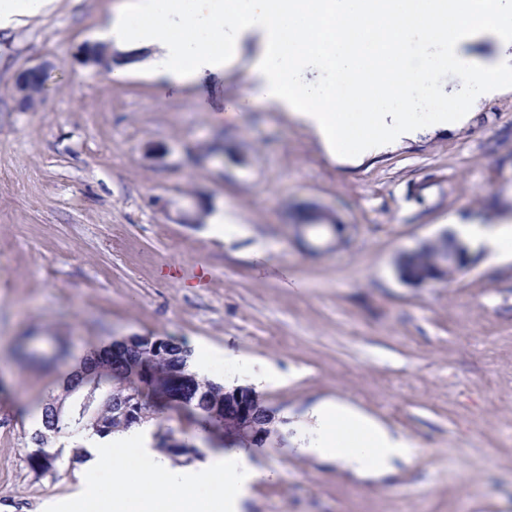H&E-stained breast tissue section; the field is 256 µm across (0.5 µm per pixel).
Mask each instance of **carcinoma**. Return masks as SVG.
<instances>
[{"label":"carcinoma","mask_w":512,"mask_h":512,"mask_svg":"<svg viewBox=\"0 0 512 512\" xmlns=\"http://www.w3.org/2000/svg\"><path fill=\"white\" fill-rule=\"evenodd\" d=\"M459 249L460 244L450 236L403 255L399 269L409 276L430 274L437 258H453ZM190 357L191 351L184 345L150 337L131 348L118 341L91 353L63 383V392L97 382L101 386L100 396L95 398L93 408L98 419L80 416L69 422L61 421L56 400L49 399L42 408L43 429L32 436L37 450L29 456L31 468L35 471L51 468L54 456L46 447L52 437L86 431L106 437L143 423L157 424L159 417L173 408L186 411L188 420L206 431L224 426L223 419L213 417L211 411L224 404V397L232 388L192 371ZM130 391L139 392L142 403L137 409H129L131 418L114 419L116 408L129 402Z\"/></svg>","instance_id":"1"}]
</instances>
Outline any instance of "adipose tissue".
<instances>
[{
  "instance_id": "1",
  "label": "adipose tissue",
  "mask_w": 512,
  "mask_h": 512,
  "mask_svg": "<svg viewBox=\"0 0 512 512\" xmlns=\"http://www.w3.org/2000/svg\"><path fill=\"white\" fill-rule=\"evenodd\" d=\"M504 0H123L97 31L118 58L110 78L148 69L171 84L197 82L246 62L242 110L260 101L306 127L332 156H374L391 143L467 123L469 99L512 87V7ZM440 43L464 73L441 111L417 118L415 92L441 90L430 62L404 66L411 38ZM320 62L346 86L312 85L301 73ZM375 83H367V76ZM356 114H348L349 106ZM457 242L512 260V222L457 220ZM300 449L351 476L380 480L412 461L414 443L357 406L328 398L311 406Z\"/></svg>"
}]
</instances>
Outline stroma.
<instances>
[{
	"label": "stroma",
	"mask_w": 512,
	"mask_h": 512,
	"mask_svg": "<svg viewBox=\"0 0 512 512\" xmlns=\"http://www.w3.org/2000/svg\"><path fill=\"white\" fill-rule=\"evenodd\" d=\"M118 3L59 0L0 29V512L83 491L84 434L30 468L37 415L89 349L132 335L184 343L218 382L277 373L258 393L280 425L248 451L259 471L242 512H512V260L479 251L421 287L397 272L451 217H512V90L462 127L341 163L262 103L216 122L243 66L181 86L109 79L87 56ZM37 65L50 78L25 108L16 79ZM310 203L350 225L347 247L293 236L289 207ZM225 208L242 233L212 231ZM50 336L69 352L52 368L14 356ZM329 397L412 439L411 463L364 481L299 451L306 410Z\"/></svg>",
	"instance_id": "35a3bbf8"
}]
</instances>
